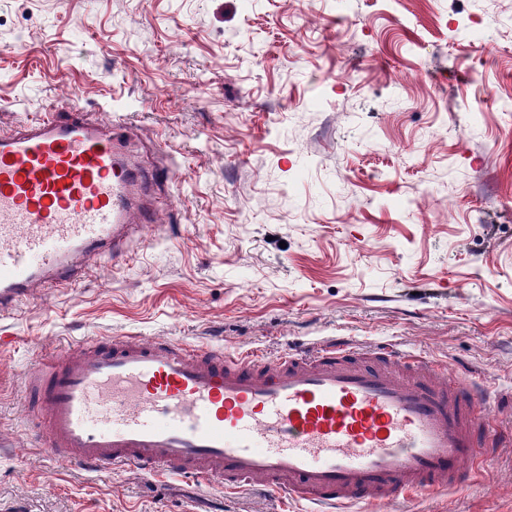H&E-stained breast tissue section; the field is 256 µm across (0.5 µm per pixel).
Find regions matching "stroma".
Here are the masks:
<instances>
[{
  "instance_id": "obj_1",
  "label": "stroma",
  "mask_w": 512,
  "mask_h": 512,
  "mask_svg": "<svg viewBox=\"0 0 512 512\" xmlns=\"http://www.w3.org/2000/svg\"><path fill=\"white\" fill-rule=\"evenodd\" d=\"M75 107L170 167L149 201L175 231L0 318V512H309L49 454L26 377L112 336L390 343L473 374L512 428V0H0V129ZM356 512H512V445Z\"/></svg>"
}]
</instances>
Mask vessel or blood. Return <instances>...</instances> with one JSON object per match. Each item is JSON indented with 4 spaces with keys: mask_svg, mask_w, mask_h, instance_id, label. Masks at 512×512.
Wrapping results in <instances>:
<instances>
[{
    "mask_svg": "<svg viewBox=\"0 0 512 512\" xmlns=\"http://www.w3.org/2000/svg\"><path fill=\"white\" fill-rule=\"evenodd\" d=\"M126 124L72 109L0 133V315L47 282L72 285L125 257L150 223L142 187L168 177L124 151ZM339 338L276 358L120 336L43 359L27 387L51 454L95 470H197L230 490L262 484L317 507L461 487L512 433L475 407L464 374Z\"/></svg>",
    "mask_w": 512,
    "mask_h": 512,
    "instance_id": "obj_1",
    "label": "vessel or blood"
}]
</instances>
